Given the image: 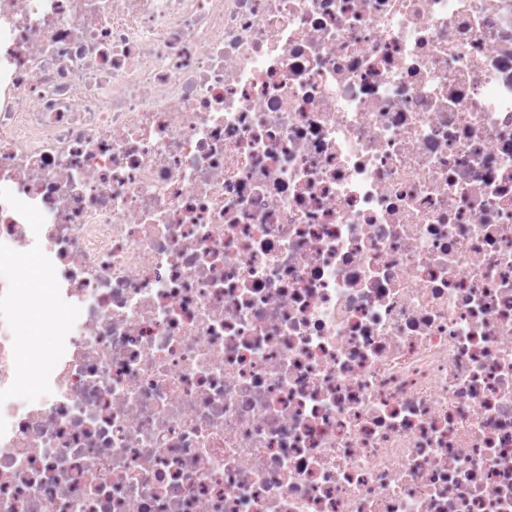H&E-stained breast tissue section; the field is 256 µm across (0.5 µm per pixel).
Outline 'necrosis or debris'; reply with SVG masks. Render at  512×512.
<instances>
[{
  "instance_id": "obj_1",
  "label": "necrosis or debris",
  "mask_w": 512,
  "mask_h": 512,
  "mask_svg": "<svg viewBox=\"0 0 512 512\" xmlns=\"http://www.w3.org/2000/svg\"><path fill=\"white\" fill-rule=\"evenodd\" d=\"M0 308V512H512V0H0ZM67 322L56 323H38L35 327L30 328L26 336H20L18 346L26 349L31 345L39 343H50L58 336H53L57 331L64 329Z\"/></svg>"
}]
</instances>
